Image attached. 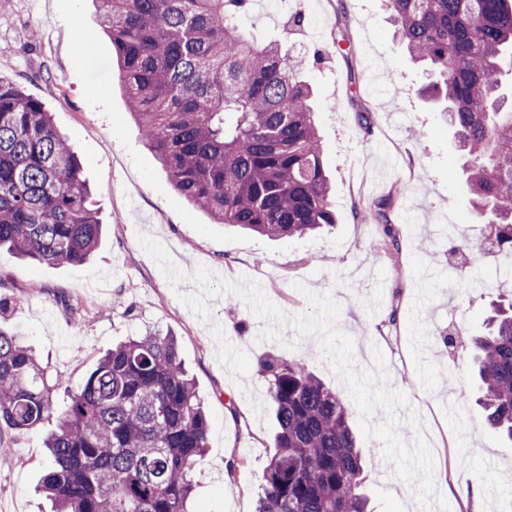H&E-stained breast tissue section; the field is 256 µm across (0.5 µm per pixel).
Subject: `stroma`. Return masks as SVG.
<instances>
[{
  "label": "stroma",
  "instance_id": "35a3bbf8",
  "mask_svg": "<svg viewBox=\"0 0 512 512\" xmlns=\"http://www.w3.org/2000/svg\"><path fill=\"white\" fill-rule=\"evenodd\" d=\"M247 21L321 55L305 78L334 227L269 239L215 223L173 192L142 146L109 38L77 43V29L97 27L93 0H9L0 9V76L50 112L104 224L79 265L0 255V328L21 334L69 389L112 344L171 332L209 414L193 492L202 512L255 510L276 452L257 373L269 355L305 362L350 409L372 512H464L476 488L486 512H512V444L482 423L467 344L484 332L490 302L512 293V254L448 275L459 236L479 226L441 106L418 92L426 71L394 39L383 0H314L299 29L257 7ZM387 195L395 250L381 225L354 216ZM232 296L242 306H228ZM450 328L461 338L453 350L437 341ZM42 439L0 431V512H50L38 491ZM437 440L468 457L466 481L434 480Z\"/></svg>",
  "mask_w": 512,
  "mask_h": 512
}]
</instances>
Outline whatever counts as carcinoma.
I'll list each match as a JSON object with an SVG mask.
<instances>
[{"mask_svg": "<svg viewBox=\"0 0 512 512\" xmlns=\"http://www.w3.org/2000/svg\"><path fill=\"white\" fill-rule=\"evenodd\" d=\"M144 146L174 191L221 224L288 239L336 223L305 55L244 28L251 0H94ZM395 36L436 80L424 92L463 151L488 227L456 252L512 251V0H385ZM81 165L42 103L0 77V250L48 265L85 261L102 224ZM385 198L363 222L396 242ZM489 430L512 441V300L472 339ZM277 423L256 512H369L350 410L302 362L258 363ZM32 348L0 329V429L44 440L53 512H193L209 419L179 346L158 331L101 356L67 400Z\"/></svg>", "mask_w": 512, "mask_h": 512, "instance_id": "1", "label": "carcinoma"}]
</instances>
